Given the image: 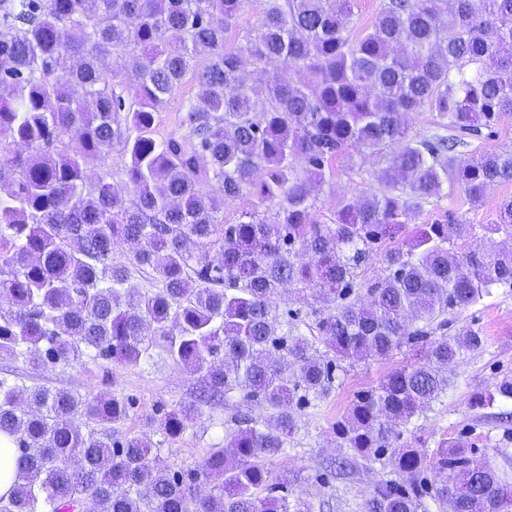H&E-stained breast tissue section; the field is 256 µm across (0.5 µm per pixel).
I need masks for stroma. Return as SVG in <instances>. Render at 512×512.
Instances as JSON below:
<instances>
[{
    "instance_id": "obj_1",
    "label": "stroma",
    "mask_w": 512,
    "mask_h": 512,
    "mask_svg": "<svg viewBox=\"0 0 512 512\" xmlns=\"http://www.w3.org/2000/svg\"><path fill=\"white\" fill-rule=\"evenodd\" d=\"M391 158L388 151L373 155L352 150L337 159L331 180L312 190L316 199L314 221L332 223L341 201L374 193L377 184L373 173L386 166ZM506 197H512V183L491 186L483 202L475 205L451 181L444 185L439 197L431 199L413 215L411 222L418 225L461 220L473 227L467 247L489 253L507 251L512 249V237L487 229L495 220L498 204ZM465 326L483 333L486 338L483 349L464 355L451 365L453 384L447 394L413 418L411 426L427 451H435L443 442L464 439L499 466L512 461V421H499L488 410L479 408L476 400L502 378H512V286L493 288L491 296L478 304L449 313V332ZM411 359V354L405 353L383 362H355L347 372L341 373L326 398L297 412L296 427L286 448L270 461L274 474L287 476L291 499L312 503L313 512H362L373 483L381 476V466L368 465L348 479L324 475L326 459L340 453V441L332 426L360 392L377 386L389 371ZM0 375L22 387L64 388L84 396L109 390L133 398L135 408L125 428L135 434L147 431L146 421L158 407L171 410L181 402L194 400L199 386L196 376L165 357L138 367L85 358L41 368L0 357ZM241 413L258 423L268 416L263 405L236 396L202 405L200 415L186 422L178 437L164 441L159 448L160 455L171 469L196 468L210 449L224 447L226 436L235 427L234 418Z\"/></svg>"
}]
</instances>
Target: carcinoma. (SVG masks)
Returning <instances> with one entry per match:
<instances>
[{"label":"carcinoma","mask_w":512,"mask_h":512,"mask_svg":"<svg viewBox=\"0 0 512 512\" xmlns=\"http://www.w3.org/2000/svg\"><path fill=\"white\" fill-rule=\"evenodd\" d=\"M356 2L265 0L260 25L230 46L248 0H0V355L133 367L164 355L201 377L195 400L149 418L167 437L215 399L240 394L270 411L261 428L236 416L229 450L173 471L147 434L123 432L129 398L0 376V434L20 464L0 512H81L86 502L95 512H312L269 469L295 409L325 398L343 363L405 349L420 358L336 420L349 449L337 468L379 461L403 476L376 481L364 512H418L427 497L453 512H512L511 470L464 440L428 458L400 430L448 392V365L484 346L471 327L448 335V312L512 285V251L465 249L471 225L408 230L450 172L475 205L512 182V146L463 160V141L412 136L407 114L434 112L438 128L478 135L512 112V0H385L355 38ZM114 54L118 72L107 68ZM189 74L187 131L159 140L156 116ZM351 149L394 156L374 172L376 193L317 224L310 187ZM114 151L129 199L112 170L86 173L88 158ZM211 181L226 200L252 193L279 209L226 224L204 190ZM490 230L512 236V198ZM129 243L128 261L114 260ZM201 243L215 253L192 249ZM377 254L384 268L364 300L359 270ZM131 265L157 287L129 288ZM294 283L334 303L305 330L277 313L279 288ZM508 401L504 378L478 405Z\"/></svg>","instance_id":"1"}]
</instances>
